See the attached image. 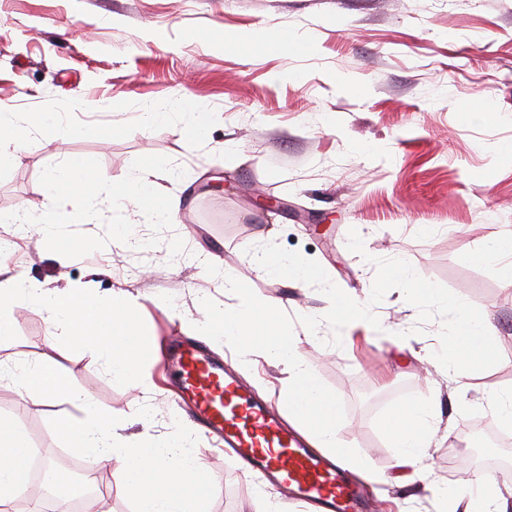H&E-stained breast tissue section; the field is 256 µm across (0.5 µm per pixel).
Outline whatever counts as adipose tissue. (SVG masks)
<instances>
[{
	"label": "adipose tissue",
	"instance_id": "ef3b65f1",
	"mask_svg": "<svg viewBox=\"0 0 512 512\" xmlns=\"http://www.w3.org/2000/svg\"><path fill=\"white\" fill-rule=\"evenodd\" d=\"M33 124L53 140L81 132L77 125L62 124L58 113L49 106L34 118L1 109L0 143L21 146ZM104 187L118 200L148 212L156 222H166L172 215L173 204L147 178L110 186L87 159L70 157L60 173L48 175L39 186L40 193L51 205L44 217L45 223H56L66 214L81 223H97L98 213L79 207L78 202L80 197ZM23 301L43 308L50 324L61 328L72 344L96 349L114 377L148 386L144 365L154 329L140 319L135 300L128 291H113L110 298L102 302L80 289L50 291L25 286L12 279L0 281L1 341L11 336L9 314ZM382 428L395 450L398 465L412 468L415 477L426 480L429 473L422 460L436 434L431 408L425 404L404 406L388 415ZM30 452V441L24 430L13 421L0 418V512H10L14 492L28 485ZM453 496L462 505L463 512H512V501L499 495L496 480L487 476L462 479Z\"/></svg>",
	"mask_w": 512,
	"mask_h": 512
}]
</instances>
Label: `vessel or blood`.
I'll use <instances>...</instances> for the list:
<instances>
[{
    "mask_svg": "<svg viewBox=\"0 0 512 512\" xmlns=\"http://www.w3.org/2000/svg\"><path fill=\"white\" fill-rule=\"evenodd\" d=\"M168 363L194 421L233 448L242 471L286 487L312 512H369L340 465L310 452L223 361L202 347L177 345Z\"/></svg>",
    "mask_w": 512,
    "mask_h": 512,
    "instance_id": "vessel-or-blood-1",
    "label": "vessel or blood"
}]
</instances>
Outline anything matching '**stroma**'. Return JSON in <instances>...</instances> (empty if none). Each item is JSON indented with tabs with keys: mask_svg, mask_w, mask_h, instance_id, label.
<instances>
[{
	"mask_svg": "<svg viewBox=\"0 0 512 512\" xmlns=\"http://www.w3.org/2000/svg\"><path fill=\"white\" fill-rule=\"evenodd\" d=\"M283 26L308 49L282 54L268 46L225 49L227 32ZM208 116L207 140L191 142L181 102ZM479 102L487 117L467 109ZM166 105L175 118L152 127L138 115ZM52 106L80 135L47 140L31 130L0 166V214L32 219L26 231L0 223L11 242L5 275L45 288L86 285L100 299L123 288L157 333L195 340L201 298L231 308L225 276L277 300L296 317L319 318L316 331L296 322L300 352L345 405L340 437L365 455L377 481L367 485L373 512H443L441 488H454L464 459L512 458V446L463 452L472 428L491 423L489 397L512 387V287L498 267L471 255L488 234L512 235V0H0V109L41 112ZM87 158L115 185L160 163L170 224L134 215L101 190L85 207L98 223L70 219L41 227L48 210L38 191L66 156ZM282 210L259 207V196ZM135 222L144 248L111 244L112 227ZM365 252L347 247L349 230ZM75 242L62 254L56 237ZM269 242L318 261L330 280L367 303L375 259H402L422 277L475 305L493 326L503 359L458 386L432 355L442 321L420 320L401 291L374 306L379 327L358 326L341 345L324 322L317 288L258 271L251 247ZM219 267L208 275L205 263ZM14 334L0 357L53 364L103 410L154 412L149 426L125 434L162 439L187 421L163 360H147L153 389L115 379L102 357L56 335L40 306L13 312ZM240 378L282 407L286 373L266 361L243 363L227 345ZM429 403L445 426L425 463L437 490L407 483L382 420L406 403ZM81 417L60 400L0 389V418L14 420L32 447L67 468L78 459L49 425L53 413ZM200 462L213 477L209 512H307L279 488L240 474L230 454L199 436Z\"/></svg>",
	"mask_w": 512,
	"mask_h": 512,
	"instance_id": "35a3bbf8",
	"label": "stroma"
}]
</instances>
